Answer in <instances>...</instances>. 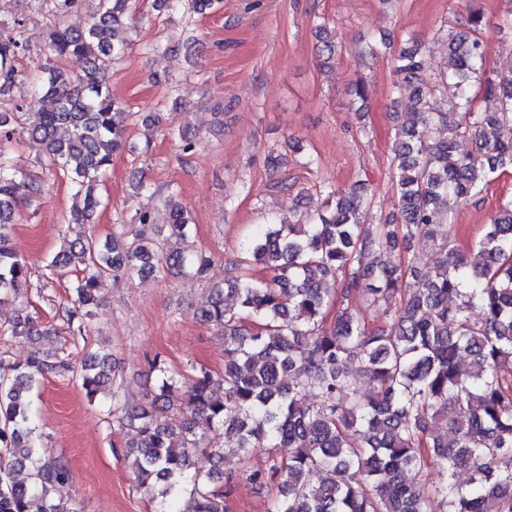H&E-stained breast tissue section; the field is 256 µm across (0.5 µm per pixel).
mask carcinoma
Returning a JSON list of instances; mask_svg holds the SVG:
<instances>
[{"mask_svg":"<svg viewBox=\"0 0 512 512\" xmlns=\"http://www.w3.org/2000/svg\"><path fill=\"white\" fill-rule=\"evenodd\" d=\"M506 2L492 24L468 7L437 73L427 71L416 42L395 50L398 81L413 89L410 122L396 129L392 144L396 213L383 224L366 223L372 198L356 180L345 188L323 185L325 209L312 220L295 214L257 225L238 274L213 286L202 309L224 336V370L194 368L187 376L154 361L158 386L150 404L130 406L113 392L110 413L135 433L127 447L156 512H228L226 498L242 480L273 491L267 512H433L437 496L444 512H512V200L471 248L437 242L449 223L448 196L470 199L512 172V71L479 85L492 111L472 107L483 30L512 31V0ZM81 3L46 0L55 17L53 57L30 99L0 109V305L18 300L29 281L26 261L9 247L16 205L43 193L15 161L20 114L51 102L31 136L44 144L41 166L61 171L83 197L75 224L102 205L96 187L125 146L130 113L112 97L110 77L124 53L115 36L127 25L131 0H98L87 26L66 25ZM28 47L23 23L0 28V102L24 81L18 62ZM69 56L84 59L81 72L59 64ZM438 94L454 111H433ZM164 203L169 234L185 236L189 215L172 193ZM70 232L64 229L66 248L47 268L81 267L72 305L59 313L74 336L87 332L102 278L165 267L203 280L213 262L124 231L102 240ZM416 240L438 243L427 273L418 258L401 256L400 247ZM227 292L236 305L226 304ZM354 300L381 306L382 314L365 317ZM8 334L37 341L54 332L28 313L0 323V335ZM351 365L372 391L360 390ZM69 374L90 398L116 383L108 356L93 350L79 370L40 348L23 364L0 355V512H76L70 467L41 441L29 400L40 380ZM201 423L214 431L207 442L196 435ZM226 437L244 459L262 453V461L236 474L192 470L198 452L222 459ZM281 447L291 454L272 452ZM432 464L442 470V484L405 479ZM26 468L28 480H16L14 470ZM462 471L471 472L466 484L457 481ZM312 474L318 482H310Z\"/></svg>","mask_w":512,"mask_h":512,"instance_id":"1","label":"carcinoma"}]
</instances>
